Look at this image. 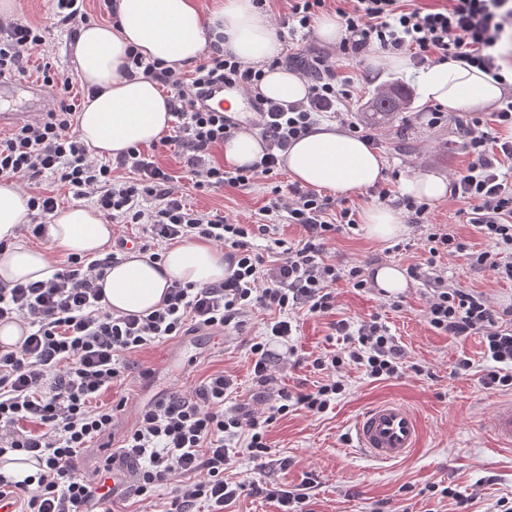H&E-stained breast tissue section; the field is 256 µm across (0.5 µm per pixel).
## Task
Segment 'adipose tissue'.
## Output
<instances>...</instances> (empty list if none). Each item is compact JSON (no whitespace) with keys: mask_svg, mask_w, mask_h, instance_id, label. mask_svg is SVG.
<instances>
[{"mask_svg":"<svg viewBox=\"0 0 512 512\" xmlns=\"http://www.w3.org/2000/svg\"><path fill=\"white\" fill-rule=\"evenodd\" d=\"M118 25L91 23L81 28L73 48L77 76L85 98L75 129L95 154L114 157L134 146H147L166 135L172 116L157 83L124 73L126 49L135 46L150 60L180 70L200 59L216 35L240 60L264 64L283 50L269 14L253 0H116ZM415 79L424 99L451 112H466L498 101L502 84L476 68L436 64L420 69ZM308 80L283 68L267 71L259 85L268 98L300 101ZM386 161L371 146L339 124L320 122L296 141L284 166L304 185L340 195H358L384 178ZM27 199L9 182L0 183V283L15 285L50 279V256L59 250L91 259L103 256L112 239L111 225L96 209L76 204L58 209L46 226L47 243L27 244L18 232L26 223ZM227 265L222 252L190 239L171 247L162 261L131 253L109 266L101 282L110 309L148 313L161 303L167 287L178 280L197 286L223 280Z\"/></svg>","mask_w":512,"mask_h":512,"instance_id":"ef3b65f1","label":"adipose tissue"}]
</instances>
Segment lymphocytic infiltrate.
Masks as SVG:
<instances>
[{"label": "lymphocytic infiltrate", "mask_w": 512, "mask_h": 512, "mask_svg": "<svg viewBox=\"0 0 512 512\" xmlns=\"http://www.w3.org/2000/svg\"><path fill=\"white\" fill-rule=\"evenodd\" d=\"M326 2L288 0L282 28L289 37L307 39ZM336 14L342 28L338 53L352 62L371 51L406 53L419 65L455 63L497 79L506 60L500 45L512 41V0H445L428 9L410 0H345ZM49 32L46 25L1 20L0 77L24 78L31 55L47 47ZM127 56V76L156 81L169 97L175 125L160 144L181 155L185 180L137 146L111 162H99L74 129L78 104L72 77L48 61L40 73L56 91L53 103L0 137V177L53 176L75 196L92 199L111 222L140 225L144 253L159 242L206 240L223 249L228 274L203 286L172 282L162 303L147 314L110 311L100 281L126 247L120 236L116 252L106 259L89 262L72 254L56 262L49 280L0 286V323L19 321L26 329L18 344L0 348V457L21 452L39 466L33 479L16 481L0 473V493L18 499L21 512H112V492L97 487L117 471L133 479L127 496L142 502L151 500L157 486L176 479L167 512H197L202 502L209 512H224L246 491L265 492L286 512H298L310 499L311 481L265 491L253 480L227 481L224 473L233 467L237 448L256 460L268 458L267 432L290 406L314 414L328 411L346 392L341 369H362L375 381L399 377L404 353L380 317L360 324L345 318L333 322L345 346L313 360V368L327 374L313 391L276 389L278 357L265 343L255 342L250 346L253 380L273 394V404L260 411H225L236 382L217 372L189 392H171L141 406L131 430L92 473L80 472L79 460L124 409L100 398L120 376L126 355L180 336L190 323L213 331L242 328L255 309L270 312L267 333L285 342L298 331L299 313L323 316L335 310L337 280L367 288L363 266L342 268L327 256L330 241L356 228L353 209L331 213L329 198L315 189L296 183L273 186L256 225L234 222L217 210L202 212L187 202L192 192L272 178L291 144L307 135L321 114L349 99V83L337 77L326 54L273 59L272 67L309 76L308 95L301 103L258 97L252 126L263 155L253 165L227 168L215 162L212 150L240 125L226 113L195 107L194 97L217 83L258 88L264 69L241 61L218 42L186 71L145 60L133 46ZM461 131L469 162L451 179L450 197L464 203L467 223L487 246L468 251L453 234L434 227L424 238L428 273L416 266L406 273L425 279L429 287L425 316L431 329L454 337L481 336L491 366L480 381L486 389L506 391L512 389V303L497 306L484 293L454 287L439 261L464 251L471 266L512 281V101L491 113H471ZM118 169L126 170V177H115ZM284 220L302 228L298 242L289 245L276 237ZM258 234L268 239L262 253L252 243Z\"/></svg>", "instance_id": "obj_1"}]
</instances>
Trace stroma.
Masks as SVG:
<instances>
[{
	"label": "stroma",
	"instance_id": "stroma-1",
	"mask_svg": "<svg viewBox=\"0 0 512 512\" xmlns=\"http://www.w3.org/2000/svg\"><path fill=\"white\" fill-rule=\"evenodd\" d=\"M337 72L353 80L347 107L357 121L378 85L396 81L408 87L413 84L406 72L376 66L367 59L357 64L340 61ZM430 107V102L417 94L410 108L391 123L371 126L387 169L401 170L406 178L418 171L449 178L467 165L456 127L461 113H449L447 126L432 129L422 117ZM272 182L285 186L291 178L283 171ZM272 182L262 179L246 187L195 194L191 202L195 209L221 210L241 223L252 224L259 218L258 210ZM458 209V203L451 199L434 201L429 220L447 226L470 249L485 248V240L466 224ZM424 234V228L411 227L405 237L409 250L397 251L392 242L376 241L358 229L332 241L329 254L338 261L363 265L371 277L379 267L390 263L403 270L412 264H425L428 254L423 246ZM441 263L455 287L484 292L497 302H512V283L495 279L488 270L471 267L466 255L447 256ZM334 289V316H301L299 333L293 338L295 352L290 356L276 338L266 336L269 314L258 310L242 335L222 337L201 330L129 355L128 370L101 397L105 404L123 399L127 405L111 434L94 441L85 453L86 467H94L119 445L135 421L138 406L173 390H191L213 372L226 371L238 383L236 393L226 401L227 408L266 406V399L252 381L250 340L266 341L272 351L283 355L276 372L279 387L296 392L313 390L325 374L313 369L312 360L337 353L343 346L341 337L332 333L331 321L346 318L359 324L377 314L405 352L402 377L375 381L351 366L343 371L345 395L326 413L315 416L301 408L290 409L268 433L271 452L267 482L288 489L313 478L309 512H374L380 506L386 512H456L452 498L430 493L434 484L451 487L465 496L474 495L469 512H494L499 499L511 500L512 447H498L493 439L490 404L512 400V391L482 387L479 378L489 362L481 337L455 338L431 329L424 315L427 290L421 279L408 280L400 295L403 306L398 310L391 307L395 297L376 287L356 290L342 279ZM463 356L474 364L471 375L452 376L455 362ZM418 365L424 367V374L415 373ZM147 368L152 371L151 377L141 378V371ZM386 400L407 405L422 422L419 448L395 464L371 460L351 449L356 417Z\"/></svg>",
	"mask_w": 512,
	"mask_h": 512
}]
</instances>
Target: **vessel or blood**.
<instances>
[{
    "instance_id": "vessel-or-blood-1",
    "label": "vessel or blood",
    "mask_w": 512,
    "mask_h": 512,
    "mask_svg": "<svg viewBox=\"0 0 512 512\" xmlns=\"http://www.w3.org/2000/svg\"><path fill=\"white\" fill-rule=\"evenodd\" d=\"M26 95L17 103V95ZM49 97L46 88L29 80H0V128L8 129L35 117ZM198 106L235 115L258 111L255 100L247 98L238 86L220 85L197 97ZM493 438L497 445L512 447V401L496 402L491 416ZM356 449L374 461L391 463L405 460L421 439L420 420L410 408L396 400L371 406L355 421Z\"/></svg>"
}]
</instances>
